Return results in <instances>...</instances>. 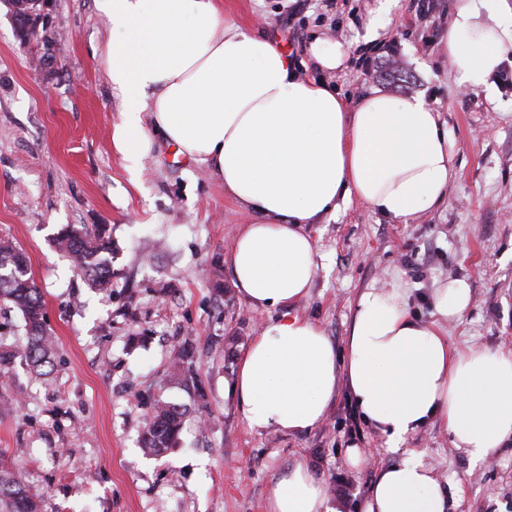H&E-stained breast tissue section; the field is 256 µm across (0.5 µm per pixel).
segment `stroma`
I'll list each match as a JSON object with an SVG mask.
<instances>
[{"label":"stroma","mask_w":512,"mask_h":512,"mask_svg":"<svg viewBox=\"0 0 512 512\" xmlns=\"http://www.w3.org/2000/svg\"><path fill=\"white\" fill-rule=\"evenodd\" d=\"M230 18L290 52L301 77L317 37L346 41L353 56L385 52L391 66H347L328 81L349 102L381 90L424 94L448 127L455 177L435 210L397 223L352 201L308 225L317 272L297 311L344 346L352 305L372 284L398 282L431 321L437 281L467 280L466 315L445 324L450 346L512 351V58L495 74V99L463 91L439 49L453 0L423 18L399 0L374 42L363 34L378 0H223ZM44 42L19 40L0 5V237L29 260L58 344L52 375L16 365L0 392V457L13 463L43 512H267L274 478L303 463L326 480L333 512H363L378 473L399 463L384 438L340 391L311 432H252L224 386L270 314L234 286L228 256L252 215L209 170L161 135L131 180L112 131L123 104L103 59L109 26L101 0H52ZM68 224H104L112 237V286L89 288L57 250ZM198 351L192 380L171 364L176 345ZM181 406L175 448L139 445L156 398ZM370 449L364 464L349 446ZM440 481L447 512H512V442L472 467L433 422L408 438Z\"/></svg>","instance_id":"1"}]
</instances>
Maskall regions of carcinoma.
<instances>
[{"instance_id":"carcinoma-1","label":"carcinoma","mask_w":512,"mask_h":512,"mask_svg":"<svg viewBox=\"0 0 512 512\" xmlns=\"http://www.w3.org/2000/svg\"><path fill=\"white\" fill-rule=\"evenodd\" d=\"M57 247L67 254L74 269L91 288L112 285V239L100 226L68 225L56 238ZM0 302L17 310L25 324V340L16 349L0 350V378L12 374L17 362L25 363L39 376L54 367V337L45 324L43 297L29 272L24 251L9 238H0ZM196 362L192 344H180L173 365L190 372ZM183 422L182 410L162 399L154 401L148 426L141 436L142 447L165 452L176 446ZM0 512H41V499L23 484L17 471L0 459Z\"/></svg>"}]
</instances>
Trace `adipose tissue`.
Segmentation results:
<instances>
[{"instance_id":"1","label":"adipose tissue","mask_w":512,"mask_h":512,"mask_svg":"<svg viewBox=\"0 0 512 512\" xmlns=\"http://www.w3.org/2000/svg\"><path fill=\"white\" fill-rule=\"evenodd\" d=\"M103 4L117 36L107 73L123 102L112 140L130 175L160 133L254 218L230 253L239 295L270 313L230 385L244 424L303 434L347 390L402 455L377 475L364 512H445L432 467L406 440L440 422L477 466L512 439V351L458 350L441 328L462 319L469 283L432 288L431 322L398 285L365 288L341 348L294 310L317 271L306 225L354 200L404 223L447 197L453 154L439 112L422 94L374 90L346 103L327 81L301 78L279 45L229 21L221 0ZM440 49L461 88L493 96L512 54V0H455ZM328 500L324 478L299 463L275 479L267 512H332Z\"/></svg>"}]
</instances>
